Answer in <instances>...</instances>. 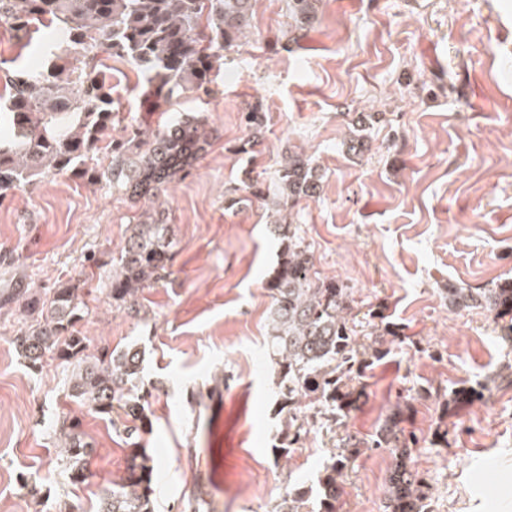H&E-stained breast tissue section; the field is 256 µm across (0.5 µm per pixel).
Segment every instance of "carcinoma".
<instances>
[{
    "mask_svg": "<svg viewBox=\"0 0 512 512\" xmlns=\"http://www.w3.org/2000/svg\"><path fill=\"white\" fill-rule=\"evenodd\" d=\"M316 0H288L297 23L312 17ZM253 0H0V21L19 31L43 25L61 30L44 38V60L36 69L5 74L9 87L0 133V200L51 174L65 172L88 184L110 180L131 206L154 203L174 181L189 172L211 146L212 129L202 114H180L151 129L122 126L113 110L112 67L121 59L140 71L148 96L165 105L180 94L204 91L220 73L224 53L246 38ZM251 137L241 151L259 142L265 115L254 107L245 113ZM109 165L98 164L100 156ZM316 168L302 152L288 151L278 170L277 218L273 232L280 259L266 281L271 297L268 341L278 367L277 387L288 409L284 434L288 446L306 435V409L334 423L357 409L363 377L362 344L354 336L349 291L314 270L309 245L287 218L303 199L316 196ZM173 259V238L159 212L145 209L130 228L117 262L88 258L104 270L106 298L136 312L143 289L166 278ZM80 283L58 281L50 292L34 291L23 306L31 323L14 338L28 364L37 368L51 359L69 371L70 395L112 424H121L127 465L101 501V512H154L157 464L147 448L153 424L150 394L136 389L143 372L142 351L131 345L87 353L79 326L89 313ZM459 309L481 308L495 319L512 315V280L481 292L449 290ZM396 408L367 439L347 440L324 463L318 478L321 512H339L337 479L364 449L388 448L396 462L385 483L387 512H427L422 478L412 464L414 437L399 427ZM61 456L71 481L88 477L93 443L81 423H60ZM309 489L283 499L275 512H302Z\"/></svg>",
    "mask_w": 512,
    "mask_h": 512,
    "instance_id": "obj_1",
    "label": "carcinoma"
}]
</instances>
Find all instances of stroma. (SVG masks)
<instances>
[{
  "mask_svg": "<svg viewBox=\"0 0 512 512\" xmlns=\"http://www.w3.org/2000/svg\"><path fill=\"white\" fill-rule=\"evenodd\" d=\"M44 29L0 24V77L38 67ZM512 0H317L295 23L288 0H256L247 41L227 53L208 92L173 109L203 110L215 139L170 185L159 210L173 239L172 272L145 289L133 314L90 279L82 332L90 351L136 345L141 389L151 391L149 448L161 475L155 512H273L300 484H315L347 436L374 433L397 403L419 439L415 466L428 512H512V383L493 314L458 310L452 288L512 278ZM112 66L115 110L157 126L146 84ZM267 116L249 153L243 114ZM371 119L367 150L349 153L354 120ZM320 176L293 210L321 276L352 290L366 356V396L341 423L310 418L305 440L282 446L285 415L266 345L276 266L274 199L244 191L273 184L288 150ZM136 217L110 183L58 174L0 201V295L78 277L91 253L119 255ZM20 315L0 311V512H99L125 471L127 451L108 420L68 396V373L31 370L13 338ZM484 388L459 408L455 390ZM79 419L95 454L89 478L71 482L56 450L59 416ZM389 449L371 448L339 478L340 512H386Z\"/></svg>",
  "mask_w": 512,
  "mask_h": 512,
  "instance_id": "stroma-1",
  "label": "stroma"
}]
</instances>
